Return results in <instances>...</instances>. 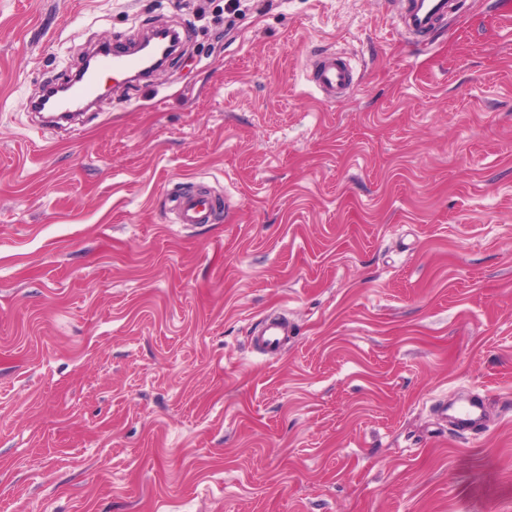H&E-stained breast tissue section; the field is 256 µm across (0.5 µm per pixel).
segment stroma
I'll return each instance as SVG.
<instances>
[{"mask_svg": "<svg viewBox=\"0 0 512 512\" xmlns=\"http://www.w3.org/2000/svg\"><path fill=\"white\" fill-rule=\"evenodd\" d=\"M452 3L421 46L397 0H0V512H512V0ZM157 25L164 70L31 109ZM355 72L341 53L322 56L311 71L310 82L324 100H335L351 93L357 85ZM176 224H209L214 219L213 194L206 190H191L170 198ZM288 324L277 317L266 318L252 337V343L258 353L275 356L288 345ZM480 407L475 404L465 405H448L444 406L441 411L444 419H452L463 427H469L476 424L481 419Z\"/></svg>", "mask_w": 512, "mask_h": 512, "instance_id": "35a3bbf8", "label": "stroma"}]
</instances>
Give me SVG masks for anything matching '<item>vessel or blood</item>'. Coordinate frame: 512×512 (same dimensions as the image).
<instances>
[{
    "label": "vessel or blood",
    "instance_id": "1",
    "mask_svg": "<svg viewBox=\"0 0 512 512\" xmlns=\"http://www.w3.org/2000/svg\"><path fill=\"white\" fill-rule=\"evenodd\" d=\"M438 4L439 0H404L403 11L413 22L415 37L420 38L428 33L430 21L438 11ZM139 66L135 55L118 48L110 49L108 55L99 58L94 68L72 88L69 96L55 101L51 108L58 113L77 111L81 104L89 102L96 94L105 78H112L116 85H124ZM310 81L327 101L348 95L357 84L350 62L341 53L322 56L311 71ZM170 203L175 223L208 224L214 219L213 195L209 191H185L172 196ZM288 336L287 324L271 316L255 332L252 343L258 353L274 356L287 346ZM441 414L464 427L476 424L481 418L480 408L474 404L447 406Z\"/></svg>",
    "mask_w": 512,
    "mask_h": 512
}]
</instances>
